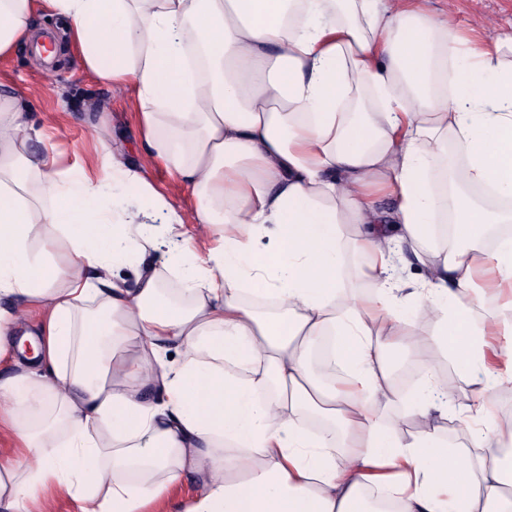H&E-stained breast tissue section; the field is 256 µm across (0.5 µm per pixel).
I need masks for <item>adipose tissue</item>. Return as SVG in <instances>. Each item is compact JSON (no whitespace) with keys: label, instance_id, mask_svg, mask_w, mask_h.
Segmentation results:
<instances>
[{"label":"adipose tissue","instance_id":"obj_1","mask_svg":"<svg viewBox=\"0 0 512 512\" xmlns=\"http://www.w3.org/2000/svg\"><path fill=\"white\" fill-rule=\"evenodd\" d=\"M47 15L67 19L102 84L135 88L145 151L192 190L222 248L177 255L174 298L148 265L134 286L115 282L151 245L140 219L174 233L182 217L119 148L104 179L61 186L53 159L27 148L26 106L0 92V359L25 307L46 315L34 357L0 379V430L20 455L0 462V512H27L51 487L80 512H145L183 482L188 512H382L383 499L512 512V452L488 421L512 388V296L477 322L462 301L478 286L512 292V29L473 44L428 0H0V54ZM198 49L204 80L188 62ZM131 185L137 197L117 204ZM442 223L453 250L431 246ZM50 226L67 243L58 262ZM406 247L420 281L399 275ZM352 250L369 259L371 299L344 283ZM407 304L433 343L489 376L464 414L468 449L433 423L452 403L418 397L416 433L385 417L399 396L386 343L425 341L394 312ZM321 336L350 368L345 390L311 372Z\"/></svg>","mask_w":512,"mask_h":512}]
</instances>
